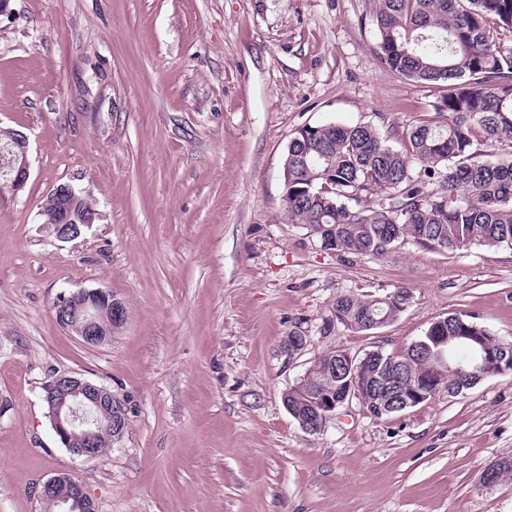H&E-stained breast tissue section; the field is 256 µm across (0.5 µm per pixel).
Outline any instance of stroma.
Segmentation results:
<instances>
[{
    "mask_svg": "<svg viewBox=\"0 0 512 512\" xmlns=\"http://www.w3.org/2000/svg\"><path fill=\"white\" fill-rule=\"evenodd\" d=\"M0 16V126L29 138L30 178L0 193V512H43L36 488L73 474L98 512H512V376L387 418L359 402L318 434L282 394L342 348L397 353L451 313L512 341V250L405 241L378 258L323 250L289 223L283 163L298 128L367 123L404 144L441 87L377 55L373 0H12ZM84 191L98 218L71 242L48 193ZM103 289L126 321L88 347L61 294ZM407 291L392 323L356 333L344 294ZM307 343L280 353L290 332ZM55 372L125 400L107 455L56 439Z\"/></svg>",
    "mask_w": 512,
    "mask_h": 512,
    "instance_id": "obj_1",
    "label": "stroma"
}]
</instances>
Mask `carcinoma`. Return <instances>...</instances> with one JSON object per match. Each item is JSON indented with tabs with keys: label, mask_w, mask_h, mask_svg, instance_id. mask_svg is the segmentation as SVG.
Wrapping results in <instances>:
<instances>
[{
	"label": "carcinoma",
	"mask_w": 512,
	"mask_h": 512,
	"mask_svg": "<svg viewBox=\"0 0 512 512\" xmlns=\"http://www.w3.org/2000/svg\"><path fill=\"white\" fill-rule=\"evenodd\" d=\"M379 58L394 73L423 84H445L443 119L424 121L397 149L370 125L327 123L288 145V223L318 235L336 226V254L380 257L399 242L459 251L474 245L512 249V158L491 159L489 147L512 142V46L494 20L512 29V0H376ZM481 130L483 140L475 138ZM397 298L345 294L334 314L347 328L375 330L395 321ZM448 333L501 340L477 318L448 316ZM474 346L448 355L457 371L447 386L474 387L467 370Z\"/></svg>",
	"instance_id": "obj_1"
}]
</instances>
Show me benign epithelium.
<instances>
[{
  "label": "benign epithelium",
  "instance_id": "obj_1",
  "mask_svg": "<svg viewBox=\"0 0 512 512\" xmlns=\"http://www.w3.org/2000/svg\"><path fill=\"white\" fill-rule=\"evenodd\" d=\"M28 138L12 128L0 127V185L12 192L22 190L28 180ZM48 218L45 223L52 227L56 239L70 242L89 229L97 212L88 205L82 193L68 184L55 187L47 195ZM56 318L90 346L111 341L112 335L125 322V306L114 294L102 289L80 290L63 294L54 305ZM474 341L471 336H437L427 330L421 340L410 346L412 356L426 362L423 370L408 383L400 384L396 396L393 374L374 377V388L380 396L365 406L369 414L381 418L403 406L415 407L432 398L442 389V380L448 374V349L463 341ZM306 338L300 332L285 337L281 353L291 359L304 348ZM383 355L372 350L359 356L341 352L338 370L340 381L336 390L322 393L311 408L294 411L304 430H322L326 421L348 404L359 398V375L381 364ZM473 373L480 378L486 375L512 374V348L502 346L495 353L481 352V359L473 366ZM48 404V417L59 443L76 457L95 459L100 456L99 436L108 431L111 443L123 436L126 422V406L108 388L70 373H59L43 394ZM40 500H52L61 512H95L82 483L67 472H58L39 485Z\"/></svg>",
  "mask_w": 512,
  "mask_h": 512
}]
</instances>
